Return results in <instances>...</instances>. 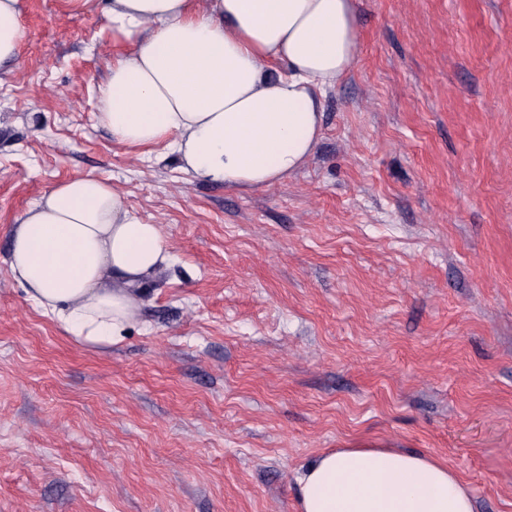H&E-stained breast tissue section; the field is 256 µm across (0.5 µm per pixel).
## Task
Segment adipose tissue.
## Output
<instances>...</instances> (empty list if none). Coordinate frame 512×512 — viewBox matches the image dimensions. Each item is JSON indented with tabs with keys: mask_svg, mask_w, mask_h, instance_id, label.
<instances>
[{
	"mask_svg": "<svg viewBox=\"0 0 512 512\" xmlns=\"http://www.w3.org/2000/svg\"><path fill=\"white\" fill-rule=\"evenodd\" d=\"M23 0H0V67L16 62ZM127 50L99 92L118 143L175 155L194 179L269 187L299 170L319 140L322 95L356 64L355 0H109ZM173 259L161 225L111 181L58 183L10 237V268L29 301L86 345L124 338L143 284ZM299 512H473L457 472L435 457L340 448L296 477Z\"/></svg>",
	"mask_w": 512,
	"mask_h": 512,
	"instance_id": "ef3b65f1",
	"label": "adipose tissue"
}]
</instances>
